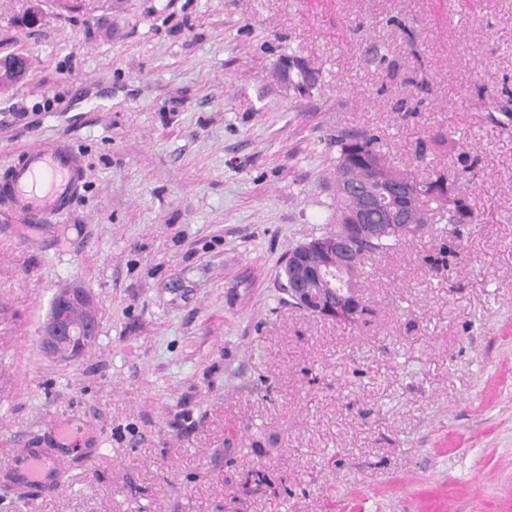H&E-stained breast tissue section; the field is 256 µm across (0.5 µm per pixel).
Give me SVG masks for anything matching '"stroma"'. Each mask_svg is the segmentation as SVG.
<instances>
[{
	"label": "stroma",
	"mask_w": 512,
	"mask_h": 512,
	"mask_svg": "<svg viewBox=\"0 0 512 512\" xmlns=\"http://www.w3.org/2000/svg\"><path fill=\"white\" fill-rule=\"evenodd\" d=\"M0 0V168L82 153L69 212H0V458L70 436L64 484L0 512H512V0ZM318 74L305 93L282 58ZM443 174L435 215L365 261L352 323L288 304L279 272L335 206L337 130ZM455 141L462 173L421 137ZM85 288L77 361L37 333ZM277 75L286 88H293L297 91L307 90L317 81L315 71L305 61L298 58L282 59L278 65ZM294 75L299 76L300 84L293 80ZM444 185L446 186L445 191L441 193H437L438 199L443 206H448V226L449 233L455 234L457 233V227L461 224H474L477 221L478 214L474 208V204L469 199V196L462 193H456L458 197V203L455 208H450L454 206L455 198L448 192V183L443 178ZM75 311L79 318L74 316ZM98 328L95 301L84 288L69 283L54 295L50 313L39 331V346L53 359L75 361L95 342Z\"/></svg>",
	"instance_id": "stroma-1"
}]
</instances>
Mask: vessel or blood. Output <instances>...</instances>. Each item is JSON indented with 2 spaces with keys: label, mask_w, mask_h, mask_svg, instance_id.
I'll list each match as a JSON object with an SVG mask.
<instances>
[{
  "label": "vessel or blood",
  "mask_w": 512,
  "mask_h": 512,
  "mask_svg": "<svg viewBox=\"0 0 512 512\" xmlns=\"http://www.w3.org/2000/svg\"><path fill=\"white\" fill-rule=\"evenodd\" d=\"M86 171L67 139L44 141L25 151L18 163L0 169V208L30 224H44L66 212L80 195ZM68 452L17 448L0 462V474L16 495L39 499L63 482Z\"/></svg>",
  "instance_id": "b4317fda"
}]
</instances>
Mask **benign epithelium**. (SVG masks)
<instances>
[{
    "label": "benign epithelium",
    "instance_id": "1",
    "mask_svg": "<svg viewBox=\"0 0 512 512\" xmlns=\"http://www.w3.org/2000/svg\"><path fill=\"white\" fill-rule=\"evenodd\" d=\"M27 74L17 59L0 61V87L13 84ZM280 81L297 91L315 85L316 73L298 58H284L277 69ZM370 175L360 186H338V192H352L360 207L350 215L348 224L329 238L307 240L291 250L286 262L291 269L289 295L296 307L306 313L332 320H354L364 309L361 289L341 278L361 244L381 236L386 224H398L408 233L417 231L419 216L412 210L395 206L384 209L382 198L398 199L403 192L397 173L383 166L382 157L370 155L364 160ZM98 307L90 294L76 283L57 289L50 313L41 326L38 342L49 357L62 362L80 358L98 335Z\"/></svg>",
    "mask_w": 512,
    "mask_h": 512
}]
</instances>
